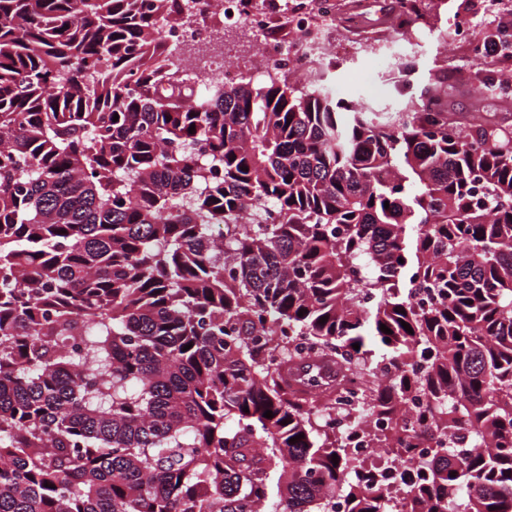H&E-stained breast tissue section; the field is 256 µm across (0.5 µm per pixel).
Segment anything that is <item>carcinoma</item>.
<instances>
[{
    "label": "carcinoma",
    "mask_w": 512,
    "mask_h": 512,
    "mask_svg": "<svg viewBox=\"0 0 512 512\" xmlns=\"http://www.w3.org/2000/svg\"><path fill=\"white\" fill-rule=\"evenodd\" d=\"M210 2L0 0V512H512V126L179 75Z\"/></svg>",
    "instance_id": "obj_1"
}]
</instances>
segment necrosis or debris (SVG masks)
<instances>
[{
	"label": "necrosis or debris",
	"instance_id": "necrosis-or-debris-1",
	"mask_svg": "<svg viewBox=\"0 0 512 512\" xmlns=\"http://www.w3.org/2000/svg\"><path fill=\"white\" fill-rule=\"evenodd\" d=\"M337 13V0H220L204 16L176 21L163 28L161 37L193 47L211 45L217 28H244L255 47V70L308 71L313 60L330 56L324 36Z\"/></svg>",
	"mask_w": 512,
	"mask_h": 512
}]
</instances>
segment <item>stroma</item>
I'll list each match as a JSON object with an SVG mask.
<instances>
[{
    "label": "stroma",
    "mask_w": 512,
    "mask_h": 512,
    "mask_svg": "<svg viewBox=\"0 0 512 512\" xmlns=\"http://www.w3.org/2000/svg\"><path fill=\"white\" fill-rule=\"evenodd\" d=\"M463 14L481 17L470 38L485 41L499 21L512 16L504 5L488 10L486 0H425L421 15L412 19L405 37L408 69H400L384 36L394 18V0H365L356 28H349L345 14H338L332 28L337 41L361 32L365 40L358 53L336 52L328 72V88L344 99L367 102L374 111L395 112L419 103L427 92L441 90L449 112L468 119L476 112H494L502 124H512V81L502 72L512 70V59L496 65L459 66L465 50L445 46L437 32L450 28Z\"/></svg>",
    "instance_id": "obj_1"
}]
</instances>
